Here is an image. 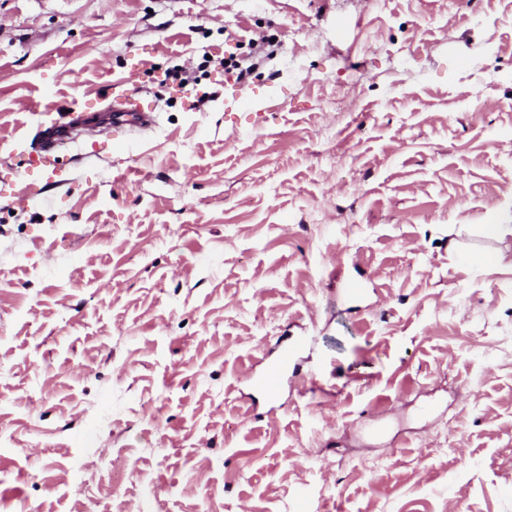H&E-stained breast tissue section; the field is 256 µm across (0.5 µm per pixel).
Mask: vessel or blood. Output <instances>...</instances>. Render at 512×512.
Returning <instances> with one entry per match:
<instances>
[{"instance_id":"1","label":"vessel or blood","mask_w":512,"mask_h":512,"mask_svg":"<svg viewBox=\"0 0 512 512\" xmlns=\"http://www.w3.org/2000/svg\"><path fill=\"white\" fill-rule=\"evenodd\" d=\"M128 84L125 78L112 81L107 100L85 101L78 112L43 109V128L39 130L37 139L32 142L16 141L12 145L13 150L36 159L42 177L51 179L60 172L55 161L56 151L62 145L79 143L82 131L106 127L126 132L148 126L153 121L152 110L133 95ZM302 349V340L298 337L279 343L275 364L257 382L268 399H276L283 373L297 366Z\"/></svg>"}]
</instances>
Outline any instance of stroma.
Segmentation results:
<instances>
[{"instance_id":"obj_1","label":"stroma","mask_w":512,"mask_h":512,"mask_svg":"<svg viewBox=\"0 0 512 512\" xmlns=\"http://www.w3.org/2000/svg\"><path fill=\"white\" fill-rule=\"evenodd\" d=\"M124 76L155 125L19 202L11 141ZM489 224L512 0H0V512H512ZM302 342L303 338L301 337L288 339L287 336L278 344V355L275 364L257 381L258 388L268 399L275 400L278 396L282 385L283 372L297 366L303 349Z\"/></svg>"}]
</instances>
